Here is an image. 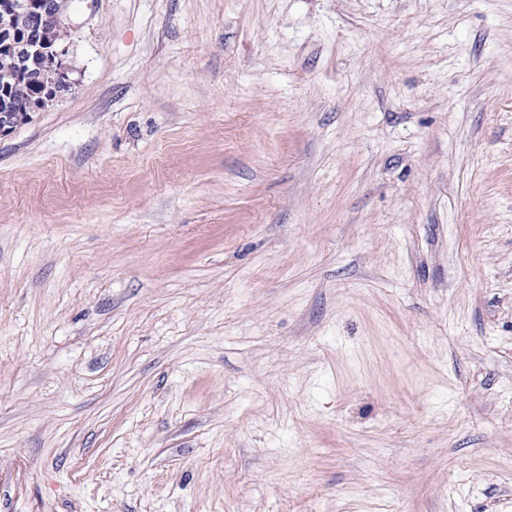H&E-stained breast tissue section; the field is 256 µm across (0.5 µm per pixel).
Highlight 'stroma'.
Instances as JSON below:
<instances>
[{"label":"stroma","mask_w":512,"mask_h":512,"mask_svg":"<svg viewBox=\"0 0 512 512\" xmlns=\"http://www.w3.org/2000/svg\"><path fill=\"white\" fill-rule=\"evenodd\" d=\"M0 136V512H512V0H62Z\"/></svg>","instance_id":"1"}]
</instances>
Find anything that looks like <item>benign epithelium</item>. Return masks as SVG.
<instances>
[{"mask_svg":"<svg viewBox=\"0 0 512 512\" xmlns=\"http://www.w3.org/2000/svg\"><path fill=\"white\" fill-rule=\"evenodd\" d=\"M61 8V0H0L1 14L22 12L27 18L26 36L20 49L19 61L25 67L26 76L33 82L42 80L43 69L38 62L42 55H50L57 60L60 66L59 78L63 79L67 75L65 46H49L42 39L47 21L60 22Z\"/></svg>","mask_w":512,"mask_h":512,"instance_id":"7a95c632","label":"benign epithelium"}]
</instances>
